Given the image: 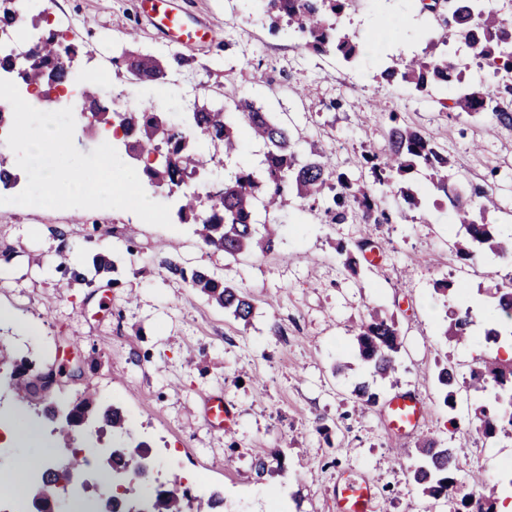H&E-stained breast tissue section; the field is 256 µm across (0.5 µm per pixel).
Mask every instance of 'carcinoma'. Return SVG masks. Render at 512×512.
<instances>
[{
    "instance_id": "carcinoma-1",
    "label": "carcinoma",
    "mask_w": 512,
    "mask_h": 512,
    "mask_svg": "<svg viewBox=\"0 0 512 512\" xmlns=\"http://www.w3.org/2000/svg\"><path fill=\"white\" fill-rule=\"evenodd\" d=\"M352 2L354 0H268V13L275 25L286 21L288 27L304 39V46L320 53L332 50L350 62L358 48L342 32L337 20ZM451 18L454 35L463 42L467 56L488 68L497 82L480 89L463 87L443 102L442 108L483 115L501 127L512 129V103L500 102L501 94H512V21L485 8L484 0H454ZM77 54L75 44H64L49 34L26 56L23 66L17 68L11 58L4 57L0 58V69H16L23 82L51 87L60 83L63 73L72 71L70 62ZM112 61L124 65L142 85L149 86L164 75V68L155 57L134 54L124 48ZM464 67V63L456 65L446 57L431 55L396 67L388 66L381 77L402 82L418 92H429L437 86L462 83ZM86 100L89 110L99 116L100 124L125 132L135 131L134 137L125 142L128 155L149 156L165 146L163 160L146 164L142 174L149 183L164 185L171 191L182 189L198 169L215 161L218 154L235 151L240 128H246L264 143L266 151L260 173L236 172L224 181L223 193L202 210L196 209V195L186 194L178 210L181 221L196 225L195 233L204 245L226 255L236 257L257 248L271 249L272 231L262 235L256 224L255 215L260 207L268 212L285 210L298 201L314 204L324 201V213L331 223L342 224L349 217L358 216L367 225L388 222V214L381 207V193L402 198L410 210L418 209L421 199L407 185V175L419 167L428 172L431 185L444 193L458 217L463 236L455 242L457 256L467 261L474 257L476 250L483 249L504 262H512V234L504 237L495 232V225L485 221V206L479 200L488 197V190L472 186L448 191V151L420 129L399 121L394 112L388 115L385 147H373L363 156L372 177L373 188L370 189L347 173L337 171L325 149L313 148L307 155L300 153L290 130L241 93L219 108L203 104L192 112V130L200 133L212 147L208 155L187 151L186 132L165 126L161 113L152 104H144L135 111H110L100 104L96 87L86 91ZM371 244L368 238L351 247L339 244L337 252L344 257L345 268L357 272L358 253ZM164 267L189 287L208 296L234 319L245 324L250 322L253 298L241 287L222 282L205 270L188 269L173 259L164 261ZM58 272L67 287L94 283L83 267L61 264ZM488 293L496 300L499 315L512 323V279L495 284ZM474 319L471 308L456 309L446 335L457 343H469ZM355 339L358 356L370 373L382 379L389 377L395 370L401 349L400 328L395 317L371 310L358 326ZM14 367L18 370L14 377L16 392L25 396L35 393V386L26 375L32 363L20 358L14 361ZM436 379L444 393L445 405L455 408L457 377L454 370L440 367ZM467 384L476 392H488L492 396V400L474 408L476 429L487 439L512 435V360L483 358L471 368ZM98 416L112 432L124 433L125 420L119 409L107 407L98 412ZM146 448L148 444L140 442L132 448L121 449V454L109 461L110 471L115 474L122 469L130 473L138 469ZM417 451L411 474L422 493L433 499L455 494L459 467L454 449L428 438L418 445ZM471 480L482 486V492L462 497V512H497V488L487 485L477 475L471 476ZM185 499H190L188 489L176 475L168 484L156 487L154 512H184Z\"/></svg>"
}]
</instances>
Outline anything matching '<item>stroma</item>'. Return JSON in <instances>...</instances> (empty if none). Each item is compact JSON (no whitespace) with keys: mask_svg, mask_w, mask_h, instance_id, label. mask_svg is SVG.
<instances>
[{"mask_svg":"<svg viewBox=\"0 0 512 512\" xmlns=\"http://www.w3.org/2000/svg\"><path fill=\"white\" fill-rule=\"evenodd\" d=\"M189 22L209 26L214 39L199 46H171L136 18V0H52L51 26L82 47L77 75H108L126 106L152 100L164 118L188 126L184 103L223 105L235 92L285 124L301 149L329 148L338 170L360 174L365 142L385 144L388 113L443 144L453 165L449 182L491 185L488 223L512 233V130L481 115L442 109L457 87L420 93L388 82L386 67L421 56L437 36L440 19L421 11L418 0H359L344 18V30L360 44L345 62L329 52L304 49L287 27L272 28L266 0H178ZM160 58L167 76L158 88L136 84L126 68L113 66L123 47ZM184 57L176 64L174 55ZM261 143L244 140L241 151L215 163L197 182L209 193L242 168H260ZM422 199L414 220L401 219L404 203L386 199L391 220L365 232L358 218L328 223L322 204L281 213L258 212L273 223L270 251L236 258L204 246L191 224L166 229L117 209L57 210L0 206V512H16L9 480L19 458L64 468L73 450L98 439L101 455L80 467L82 482L69 495L89 493L105 501L111 484L102 474L105 453L117 439L97 423L63 443L39 401L20 398L12 362L28 357L39 369L81 361L83 375L61 377L52 398L69 406L84 391L100 404L121 408L132 441L147 442L154 474L181 475L195 512H210L211 494L223 512H336L340 478L367 479L377 492V512H458L459 497L435 500L413 483L416 439H395L383 412L397 392L421 395L428 413L422 435L454 448L459 486L470 489L471 473L491 483L503 479L512 460V439H484L472 422L481 393L459 389L468 404L448 410L437 385L439 365L452 363L465 377L473 359L501 351L487 340L498 328L493 282L512 278V265L478 255L481 275L462 291L445 296L438 281L459 276L461 262L448 245L459 227L447 200L423 172L409 181ZM371 235L381 255L349 272L337 244ZM108 254L116 269L95 286H59L60 263L91 267ZM175 259L244 289L254 299L249 323L189 288L163 266ZM474 305L473 341L466 346L445 335L452 310ZM394 315L402 347L392 378L373 379L354 351V330L368 309ZM369 383L375 403L359 406L353 390ZM222 397L232 413L229 426L210 423L204 398ZM42 440L7 434L17 406Z\"/></svg>","mask_w":512,"mask_h":512,"instance_id":"stroma-1","label":"stroma"}]
</instances>
